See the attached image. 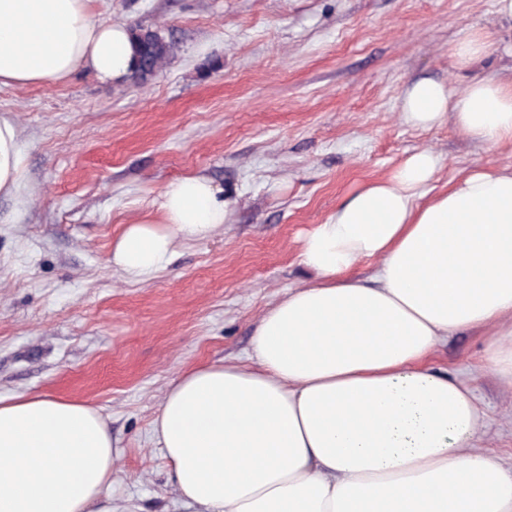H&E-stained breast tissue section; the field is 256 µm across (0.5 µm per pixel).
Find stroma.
I'll return each mask as SVG.
<instances>
[{"instance_id":"obj_1","label":"stroma","mask_w":512,"mask_h":512,"mask_svg":"<svg viewBox=\"0 0 512 512\" xmlns=\"http://www.w3.org/2000/svg\"><path fill=\"white\" fill-rule=\"evenodd\" d=\"M494 0H94L92 18L159 30L175 46L147 83L0 87L27 181L0 197V395L80 400L120 449L109 493L137 512H182L151 423L178 375L242 361L262 315L314 275L302 236L411 154L440 158L437 186L477 166L512 167L448 123L399 117L432 78L460 91L512 74L498 41L460 71L455 44L491 26ZM234 199L231 224L179 246L140 283L112 268V241L182 176ZM462 331L426 365L475 395L473 447L512 464V393Z\"/></svg>"}]
</instances>
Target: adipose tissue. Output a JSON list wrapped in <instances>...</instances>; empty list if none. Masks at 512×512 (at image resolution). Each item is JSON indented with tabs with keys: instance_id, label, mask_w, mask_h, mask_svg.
<instances>
[{
	"instance_id": "adipose-tissue-1",
	"label": "adipose tissue",
	"mask_w": 512,
	"mask_h": 512,
	"mask_svg": "<svg viewBox=\"0 0 512 512\" xmlns=\"http://www.w3.org/2000/svg\"><path fill=\"white\" fill-rule=\"evenodd\" d=\"M90 0H0V86L121 83L133 69L124 24ZM403 122H447L474 141L512 142V79L460 92L424 78ZM430 150L369 183L305 236L316 276L261 317L249 364L181 374L152 423L186 512H512V468L470 440L472 391L425 366L448 336L488 332L489 371L512 386V168L477 166L432 192ZM27 177L19 131L0 116V195ZM157 212L123 225L112 266L154 279L179 245L229 223L233 202L205 177L167 184ZM378 262L370 280L348 278ZM120 452L103 416L47 393L0 396V512H132L107 490Z\"/></svg>"
}]
</instances>
